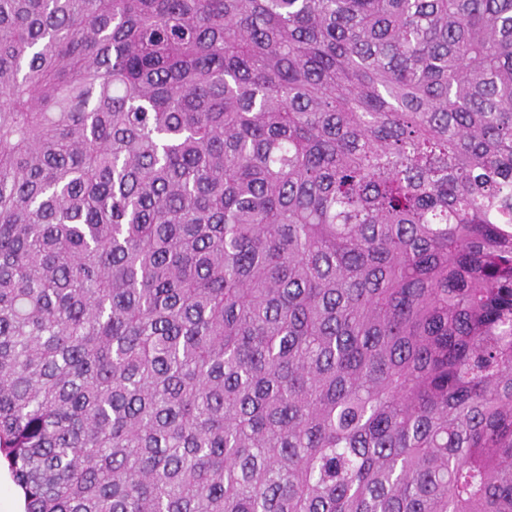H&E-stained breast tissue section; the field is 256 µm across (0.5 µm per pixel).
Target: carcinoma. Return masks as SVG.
Masks as SVG:
<instances>
[{
	"label": "carcinoma",
	"instance_id": "carcinoma-1",
	"mask_svg": "<svg viewBox=\"0 0 512 512\" xmlns=\"http://www.w3.org/2000/svg\"><path fill=\"white\" fill-rule=\"evenodd\" d=\"M0 458L512 512V0H0Z\"/></svg>",
	"mask_w": 512,
	"mask_h": 512
}]
</instances>
